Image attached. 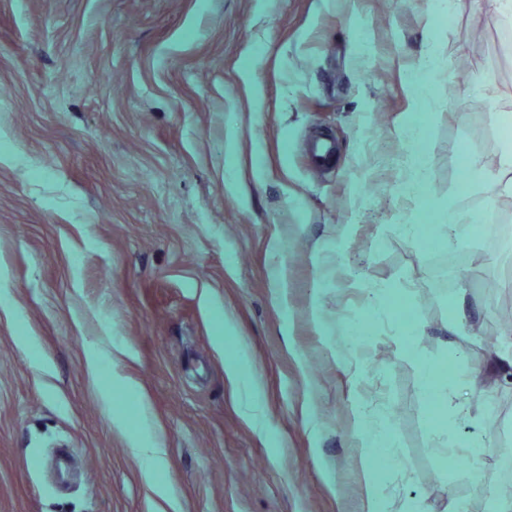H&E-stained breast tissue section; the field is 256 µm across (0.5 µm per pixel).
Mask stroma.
<instances>
[{"label": "stroma", "mask_w": 512, "mask_h": 512, "mask_svg": "<svg viewBox=\"0 0 512 512\" xmlns=\"http://www.w3.org/2000/svg\"><path fill=\"white\" fill-rule=\"evenodd\" d=\"M256 2L0 0V512H368L374 490L488 512L502 491L512 337L489 353L471 328L512 305V231L399 227L512 200L467 173L512 142V28L490 0ZM375 290L389 311L349 348ZM422 360L461 377L444 437ZM366 416L398 435L374 490ZM445 438L480 451L442 462ZM430 62L427 59L422 60L419 69L413 74V83L416 87L420 109L425 111L430 107L432 83L430 80ZM430 162L422 151L412 155V176L405 185V190L412 195L425 197L429 190ZM437 224L431 226L432 234L443 245L451 241L452 234H458L462 223V215L451 205H441L434 210Z\"/></svg>", "instance_id": "stroma-1"}]
</instances>
